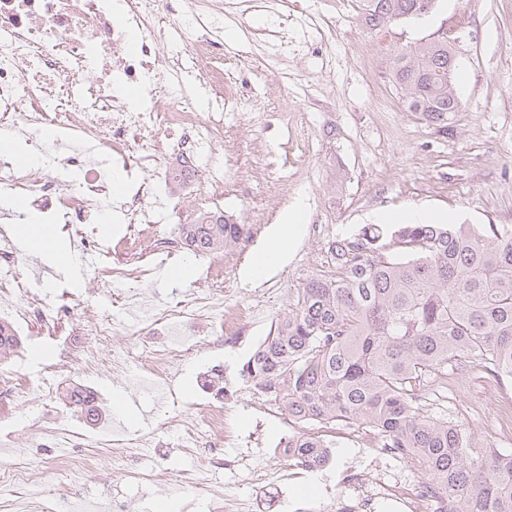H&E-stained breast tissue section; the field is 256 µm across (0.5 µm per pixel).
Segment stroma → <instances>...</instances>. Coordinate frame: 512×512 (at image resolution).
<instances>
[{
	"mask_svg": "<svg viewBox=\"0 0 512 512\" xmlns=\"http://www.w3.org/2000/svg\"><path fill=\"white\" fill-rule=\"evenodd\" d=\"M239 14L224 18L219 41L224 47V141L216 154L224 161V194L208 208L238 224L252 237L236 247L235 261L224 276V301L264 307L243 339L214 350L194 345L173 370L168 387L175 399L150 394L135 378L107 369L85 372L80 341L62 336H27L20 347L0 360V374L20 372L34 382L54 379L65 368L71 379L97 393L98 419L88 425L85 409L63 401L34 398L29 407L0 427V469L9 467L10 449H27L26 461L43 471L45 490L56 512H82L86 498L99 500L101 512L116 503L129 512H145L162 500L172 512H210L212 492L250 501L253 512H292L296 501L332 488L322 471H313L267 496L249 472L229 476L212 469L201 448L180 445L181 433L205 396L196 374L210 360L224 368L234 393L227 407L235 429L256 433L251 469L281 465L275 449L281 438L306 433L310 424H290L287 415L261 418L253 406L256 392L244 386L246 363L276 321L294 306L303 280L317 272L327 244L357 234L386 211L426 212L434 224H495L512 229V0H439L423 19L405 21L382 31L368 29L358 0H239ZM322 18L333 42L292 46L271 62L277 33L292 32L295 20ZM446 34L458 64L455 92L464 105L448 135L437 134L418 115L406 111L402 93L392 82L391 62L402 49ZM303 200L300 222L305 230L282 268L259 281L245 278L251 256L267 241L281 214ZM32 291L50 304H68L75 317L97 312L135 324L139 313L102 299L94 288L93 260L83 265L81 283L69 276L47 274L51 260L19 255ZM149 269L141 283L156 307L166 308L189 292H205L209 256L190 250L166 256L143 252ZM194 262V280L170 276L178 263ZM428 410L469 428L476 439L497 452H512V381L465 363L445 379L423 387ZM80 430L89 438L102 433H147L161 429L163 447L150 453L151 463L171 478L186 471L200 474L199 485L167 487L133 485L123 471L101 454L95 467L58 474L49 469L53 449L37 447L31 435L44 416Z\"/></svg>",
	"mask_w": 512,
	"mask_h": 512,
	"instance_id": "obj_1",
	"label": "stroma"
}]
</instances>
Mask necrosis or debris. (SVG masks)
Instances as JSON below:
<instances>
[{"label":"necrosis or debris","instance_id":"necrosis-or-debris-1","mask_svg":"<svg viewBox=\"0 0 512 512\" xmlns=\"http://www.w3.org/2000/svg\"><path fill=\"white\" fill-rule=\"evenodd\" d=\"M224 24L223 0H0V126L34 146L37 163L20 165L0 153V201L21 199L52 221L80 228V246L104 257L96 271L99 295L108 297L118 280L143 276L132 263L141 248L140 235L124 242L126 261L111 264V247L84 233L83 225L104 223L116 215L131 224H153L157 213L169 208L162 191L171 184L173 166L162 165L171 156L200 166L194 186L198 196L222 195L224 166L213 147L224 130L214 115L203 116L194 100L224 103V58L215 53L214 34ZM187 55L189 71L178 68ZM50 134L54 144L74 137L83 150L49 154L36 135ZM105 150L132 179V194L113 195L88 147ZM158 162L154 180H136L139 161ZM25 285L9 239L0 240V324L21 336L43 328L56 336H80L81 361L91 370L108 365L123 370L125 352L110 349L117 332L111 315L93 313L75 318L68 306L50 305L37 295H24ZM255 306L224 305L217 288L183 296L175 306L154 313L135 335L150 352L141 370L153 379L167 380L185 354L181 343L153 346L158 327L172 323L213 321L225 339L239 338L250 327ZM206 396L186 427L182 445L212 448V468L236 472L241 457L225 455V442L239 436L224 406L216 371L198 379ZM34 390L21 373L0 376V423L24 408ZM42 446L58 449L55 469L71 472L91 468L86 435L61 430L45 421L33 429ZM367 451L376 479L349 466L336 474L349 488L346 496L299 501L296 512H372L376 500L391 502L397 512H448V500L432 481L389 470L400 460L399 449L372 441Z\"/></svg>","mask_w":512,"mask_h":512}]
</instances>
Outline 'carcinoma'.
<instances>
[{"label":"carcinoma","mask_w":512,"mask_h":512,"mask_svg":"<svg viewBox=\"0 0 512 512\" xmlns=\"http://www.w3.org/2000/svg\"><path fill=\"white\" fill-rule=\"evenodd\" d=\"M437 0H360L365 25L420 19ZM446 42L396 54L392 78L407 111L448 133L463 104ZM187 245L212 253L250 238L245 224L206 212L181 225ZM473 363L512 380V230L495 224H371L332 240L323 269L306 277L294 308L247 362L255 388L295 423L342 421L407 448L452 512H512V453L421 407L427 377ZM293 455L325 460L312 434Z\"/></svg>","instance_id":"obj_1"}]
</instances>
